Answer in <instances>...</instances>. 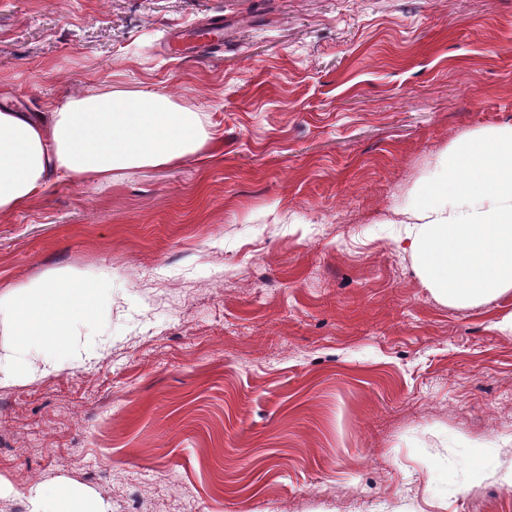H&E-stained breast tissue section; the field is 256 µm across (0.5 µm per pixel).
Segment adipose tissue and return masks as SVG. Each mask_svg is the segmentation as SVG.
<instances>
[{
  "mask_svg": "<svg viewBox=\"0 0 512 512\" xmlns=\"http://www.w3.org/2000/svg\"><path fill=\"white\" fill-rule=\"evenodd\" d=\"M209 137L199 113L159 90L72 95L46 112L0 106V213L22 208L56 182L109 183L129 169L179 161ZM407 208L413 221L400 240L438 301L474 305L512 291V127L461 143ZM99 293L96 281L72 272L0 298V325L12 331L0 382L11 380L30 352L47 371L77 356L67 334Z\"/></svg>",
  "mask_w": 512,
  "mask_h": 512,
  "instance_id": "obj_1",
  "label": "adipose tissue"
}]
</instances>
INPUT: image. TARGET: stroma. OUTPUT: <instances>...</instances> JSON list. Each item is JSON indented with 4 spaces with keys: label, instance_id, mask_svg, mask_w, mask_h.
<instances>
[{
    "label": "stroma",
    "instance_id": "35a3bbf8",
    "mask_svg": "<svg viewBox=\"0 0 512 512\" xmlns=\"http://www.w3.org/2000/svg\"><path fill=\"white\" fill-rule=\"evenodd\" d=\"M224 19V49L169 31ZM202 113L199 154L0 214V296L101 275L86 362L0 385V512H512V293L437 301L395 236L512 126V0H0V96ZM28 503L29 512H106L102 505L87 510V505L81 506L65 488L56 491L44 486L34 488L28 494Z\"/></svg>",
    "mask_w": 512,
    "mask_h": 512
}]
</instances>
